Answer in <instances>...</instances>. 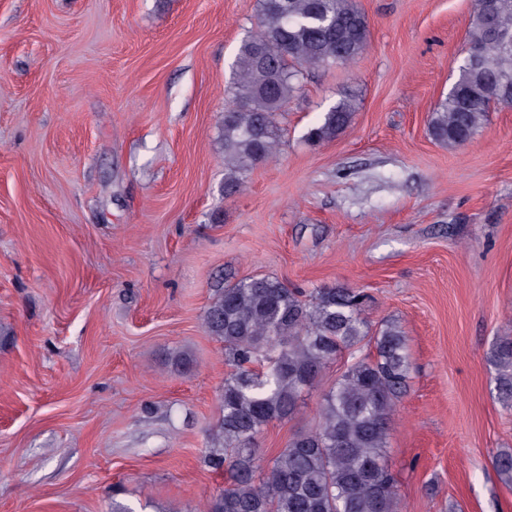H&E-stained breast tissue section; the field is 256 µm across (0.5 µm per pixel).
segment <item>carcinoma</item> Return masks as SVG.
<instances>
[{
    "label": "carcinoma",
    "mask_w": 512,
    "mask_h": 512,
    "mask_svg": "<svg viewBox=\"0 0 512 512\" xmlns=\"http://www.w3.org/2000/svg\"><path fill=\"white\" fill-rule=\"evenodd\" d=\"M512 0H476L468 42L482 63L465 58L459 77L434 108L431 138L455 149L468 143L495 104L512 105ZM370 38L356 0H260L257 31L238 48L221 120L224 193L237 192L280 143L279 113L309 70L358 62ZM358 104L343 97L323 113L306 139L319 144L344 133ZM364 294L343 285L305 294L269 275L215 290L204 315L208 333L224 343L233 371L224 380L222 415L208 434L204 466L227 484L199 512H398L397 475L386 461L392 418L410 371L407 337L387 320L363 315ZM363 345L321 399L319 421L296 431L265 462L255 441L274 420L294 418L302 394L326 366ZM494 390L512 405V336L489 356ZM265 471L258 481L256 473Z\"/></svg>",
    "instance_id": "1"
}]
</instances>
